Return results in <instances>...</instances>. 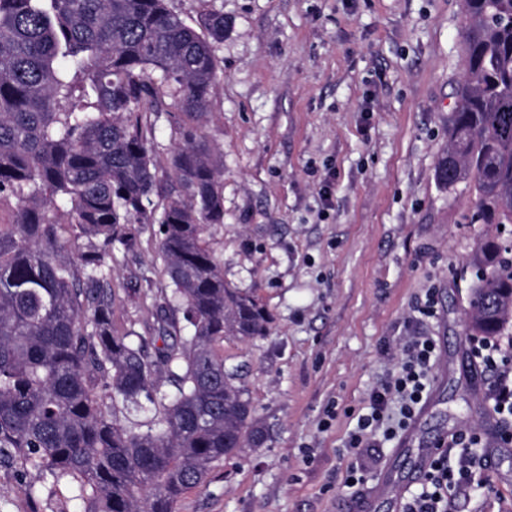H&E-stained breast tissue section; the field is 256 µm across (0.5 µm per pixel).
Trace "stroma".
Listing matches in <instances>:
<instances>
[{
  "instance_id": "obj_1",
  "label": "stroma",
  "mask_w": 512,
  "mask_h": 512,
  "mask_svg": "<svg viewBox=\"0 0 512 512\" xmlns=\"http://www.w3.org/2000/svg\"><path fill=\"white\" fill-rule=\"evenodd\" d=\"M188 25L212 11L230 29L201 131L224 158V221L207 239L225 283L254 296L265 336L225 337L224 366L265 429L261 447L224 460L175 512H349L345 439L369 394L397 370L408 337H431L421 437L481 436L491 464L448 512H512V443L473 381L467 332L480 246L512 233L474 217L469 184L435 176L463 78L462 0H169ZM116 252L112 327L153 340L145 290L169 280L157 225ZM433 299L435 314L419 309ZM368 448L367 484L393 471L394 498L419 489L413 452ZM0 512H50L0 464Z\"/></svg>"
}]
</instances>
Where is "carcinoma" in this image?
<instances>
[{
  "instance_id": "obj_1",
  "label": "carcinoma",
  "mask_w": 512,
  "mask_h": 512,
  "mask_svg": "<svg viewBox=\"0 0 512 512\" xmlns=\"http://www.w3.org/2000/svg\"><path fill=\"white\" fill-rule=\"evenodd\" d=\"M464 11L465 79L435 175L473 187L478 219L512 224V0ZM228 31L223 14L192 27L167 0H0V203L15 200L0 223V462L51 512L74 499L85 512H174L214 465L263 444L215 345L264 335L268 314L224 283L205 239L224 223V162L197 123ZM167 98L185 120L161 186L143 117ZM133 222L161 227L169 288L153 352L112 329V254L134 246ZM481 252L468 329L500 336L512 249Z\"/></svg>"
}]
</instances>
